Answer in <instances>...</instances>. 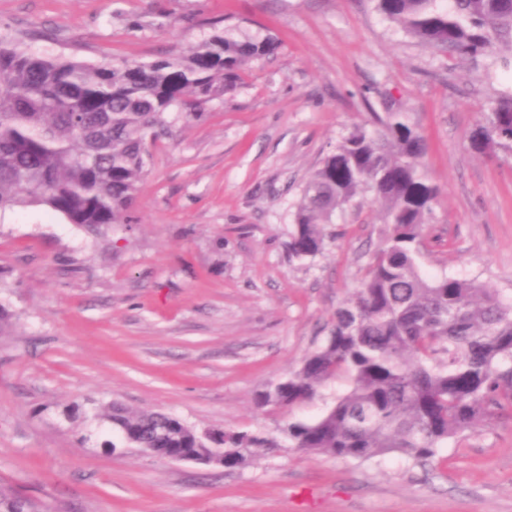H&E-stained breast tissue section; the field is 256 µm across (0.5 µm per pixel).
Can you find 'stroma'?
<instances>
[{
  "label": "stroma",
  "instance_id": "35a3bbf8",
  "mask_svg": "<svg viewBox=\"0 0 512 512\" xmlns=\"http://www.w3.org/2000/svg\"><path fill=\"white\" fill-rule=\"evenodd\" d=\"M214 20L279 48L202 122L169 114L133 223L94 237L42 206L0 213V305L13 322L0 335V486L51 512H512L511 411L423 463L357 462L282 433L322 416L346 379L287 409L255 404L325 342L384 236L367 202L337 213L323 254L288 251L308 175L384 102L425 137L423 167L441 189L421 273L512 297V152L491 159L466 138L512 92V47L433 53L375 0H0V38L89 63L180 53ZM96 402L275 445L236 468L111 454Z\"/></svg>",
  "mask_w": 512,
  "mask_h": 512
}]
</instances>
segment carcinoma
Here are the masks:
<instances>
[{
    "instance_id": "carcinoma-1",
    "label": "carcinoma",
    "mask_w": 512,
    "mask_h": 512,
    "mask_svg": "<svg viewBox=\"0 0 512 512\" xmlns=\"http://www.w3.org/2000/svg\"><path fill=\"white\" fill-rule=\"evenodd\" d=\"M377 0L378 10L420 44L450 58H477L512 45V0ZM213 33L176 55L147 62L87 63L44 58L0 42V211L44 206L90 235L132 223L151 154L170 134L167 113L187 124L237 91L245 67L273 55L271 36ZM306 180L293 211L288 249L297 259L323 253L326 226L359 193L380 205L386 235L354 295L334 315L325 343L273 389L259 407L289 408L330 379L350 390L312 422H290L292 447L369 461L397 451L415 462L435 457L451 438L512 409V300L471 281L428 280L417 257L439 189L424 172L426 140L391 107L373 113ZM472 149L512 148V93L499 96L468 135ZM108 425L106 448H167L178 456L232 449L224 466L244 465L268 438L246 431L200 432L161 411L94 407ZM0 512L48 507L0 486Z\"/></svg>"
}]
</instances>
